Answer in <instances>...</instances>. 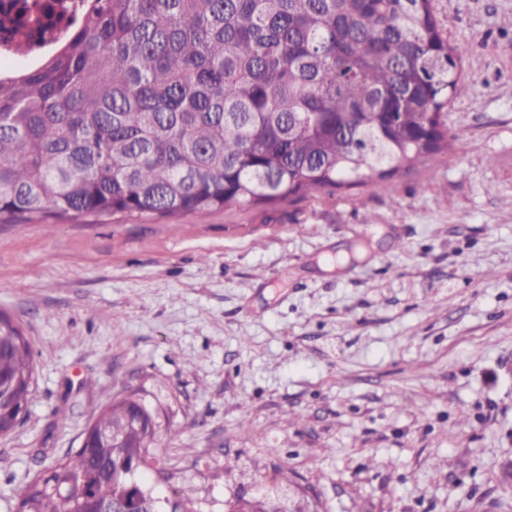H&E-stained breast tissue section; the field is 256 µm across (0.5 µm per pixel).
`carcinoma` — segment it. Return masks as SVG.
I'll list each match as a JSON object with an SVG mask.
<instances>
[{
    "mask_svg": "<svg viewBox=\"0 0 512 512\" xmlns=\"http://www.w3.org/2000/svg\"><path fill=\"white\" fill-rule=\"evenodd\" d=\"M463 45L432 0H85L39 65L0 74V215L191 213L275 204L326 187L383 190L451 148ZM3 406L32 395L20 325L0 311ZM112 401L81 448L20 491L23 512L119 501L162 512L155 432ZM138 464L137 486L127 469ZM82 476L71 497L52 489Z\"/></svg>",
    "mask_w": 512,
    "mask_h": 512,
    "instance_id": "carcinoma-1",
    "label": "carcinoma"
}]
</instances>
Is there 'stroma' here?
<instances>
[{
    "mask_svg": "<svg viewBox=\"0 0 512 512\" xmlns=\"http://www.w3.org/2000/svg\"><path fill=\"white\" fill-rule=\"evenodd\" d=\"M432 5L467 49L454 146L385 191L0 218L37 370L0 512L131 392L194 512H512V0Z\"/></svg>",
    "mask_w": 512,
    "mask_h": 512,
    "instance_id": "obj_1",
    "label": "stroma"
}]
</instances>
